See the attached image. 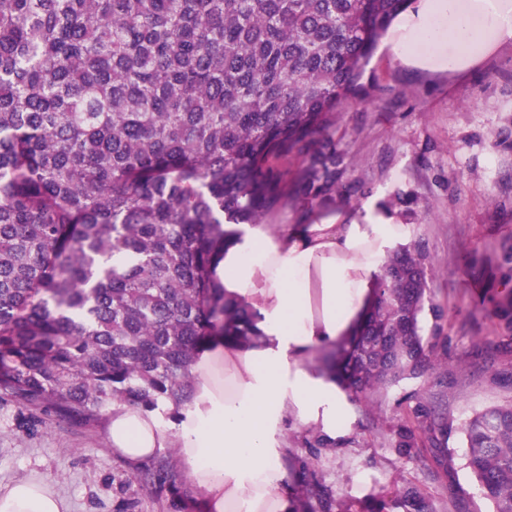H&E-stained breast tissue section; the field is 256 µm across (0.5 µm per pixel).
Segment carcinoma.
<instances>
[{
  "label": "carcinoma",
  "mask_w": 512,
  "mask_h": 512,
  "mask_svg": "<svg viewBox=\"0 0 512 512\" xmlns=\"http://www.w3.org/2000/svg\"><path fill=\"white\" fill-rule=\"evenodd\" d=\"M412 0H0V404L84 427L114 405L179 412L212 336L257 315L212 266L229 224L351 197L336 112ZM301 159L293 179L276 163ZM426 255L383 262L365 317L323 357L355 398L418 376ZM442 427L417 397L408 455ZM467 465L512 512V405L465 427ZM303 512H331L308 482ZM377 512H430L415 486Z\"/></svg>",
  "instance_id": "carcinoma-1"
}]
</instances>
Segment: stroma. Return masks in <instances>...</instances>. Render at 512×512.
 <instances>
[{
    "mask_svg": "<svg viewBox=\"0 0 512 512\" xmlns=\"http://www.w3.org/2000/svg\"><path fill=\"white\" fill-rule=\"evenodd\" d=\"M412 18L408 10L392 23L365 67L366 95L346 104L331 129L351 200L291 205L272 221L310 224L336 214L348 222L369 196L382 195L427 256L430 307L420 334L445 343L448 365L427 366L368 403L349 402L345 435L327 445H317L320 431L291 423L289 483L303 493L301 467L309 465L334 500L332 512H364L365 503L408 484L434 512H494L467 466L464 426L512 403V335L495 316L512 303V42L487 40L466 69L436 70L392 50ZM417 395L443 423L436 440L448 451L447 473L436 474L430 449L405 457L391 446ZM107 429L54 414L34 422L0 405V484L41 478L69 512H204L184 469L173 480L125 484L136 466L108 447Z\"/></svg>",
    "mask_w": 512,
    "mask_h": 512,
    "instance_id": "1",
    "label": "stroma"
}]
</instances>
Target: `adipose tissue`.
Wrapping results in <instances>:
<instances>
[{
    "instance_id": "adipose-tissue-1",
    "label": "adipose tissue",
    "mask_w": 512,
    "mask_h": 512,
    "mask_svg": "<svg viewBox=\"0 0 512 512\" xmlns=\"http://www.w3.org/2000/svg\"><path fill=\"white\" fill-rule=\"evenodd\" d=\"M418 20L394 50L415 47L434 67L456 71L478 57L486 33L512 40V0H421ZM411 227L394 223L383 200L350 223L237 224L214 268L226 297L257 315L258 338L212 337L195 365L193 397L173 419L126 405L112 409L109 444L138 462L177 448L206 512H294L284 463L294 420L329 439L343 436L342 395L313 363L352 334L387 255ZM0 512H68L44 481L0 487Z\"/></svg>"
}]
</instances>
